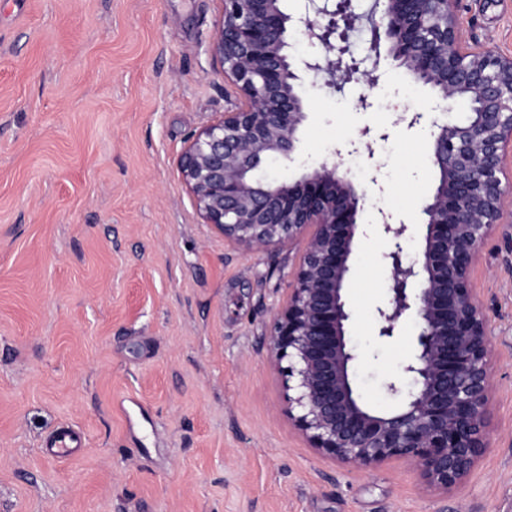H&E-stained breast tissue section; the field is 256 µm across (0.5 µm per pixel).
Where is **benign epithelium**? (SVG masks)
Listing matches in <instances>:
<instances>
[{
	"label": "benign epithelium",
	"instance_id": "1",
	"mask_svg": "<svg viewBox=\"0 0 512 512\" xmlns=\"http://www.w3.org/2000/svg\"><path fill=\"white\" fill-rule=\"evenodd\" d=\"M221 2L210 53L237 97L190 137L178 167L202 222L225 239L261 250L306 237L270 334L277 360L288 362V415L312 447L346 465L373 470L401 459L425 490L446 493L469 476L489 436L493 346L470 275L489 238L512 239V56L465 41L458 0H377L375 56L386 46L393 67L444 103L430 133L434 186L418 207L416 260L403 257L410 225L381 213L391 248L377 333L394 336L405 316L418 332L415 355L386 385L400 406L379 411L359 392L348 336L347 284L368 192L336 160L288 181L265 175L271 160L292 162L298 152L305 76L320 78L327 94L360 76L377 84L376 71L347 57L358 17L350 0H305L298 18L282 0ZM297 32L319 51L292 56ZM460 101L472 108L464 119L452 115Z\"/></svg>",
	"mask_w": 512,
	"mask_h": 512
}]
</instances>
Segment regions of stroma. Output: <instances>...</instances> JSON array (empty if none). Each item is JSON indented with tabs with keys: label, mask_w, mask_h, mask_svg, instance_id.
<instances>
[{
	"label": "stroma",
	"mask_w": 512,
	"mask_h": 512,
	"mask_svg": "<svg viewBox=\"0 0 512 512\" xmlns=\"http://www.w3.org/2000/svg\"><path fill=\"white\" fill-rule=\"evenodd\" d=\"M221 0H0V512H512V242L489 240L471 285L489 320V445L448 494L402 460L360 471L288 416L270 332L300 247L253 252L202 223L178 170L188 138L232 96L208 44ZM469 43L512 55V0H458ZM308 89L285 179L358 139L351 177L377 175L362 216L409 223L433 189L439 97L404 70ZM369 107H361V98ZM401 112L421 113L414 127ZM388 241L362 236L348 333L364 394L415 353L404 317L375 332ZM64 426L82 446L54 456Z\"/></svg>",
	"instance_id": "obj_1"
}]
</instances>
